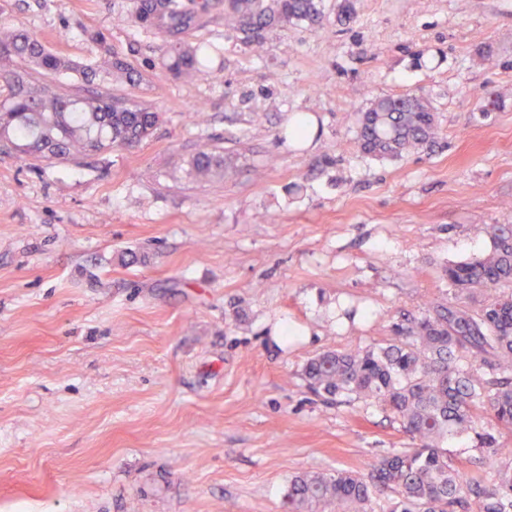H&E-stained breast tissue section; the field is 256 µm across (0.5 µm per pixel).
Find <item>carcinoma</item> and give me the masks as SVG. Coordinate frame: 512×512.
I'll return each instance as SVG.
<instances>
[{
    "instance_id": "obj_1",
    "label": "carcinoma",
    "mask_w": 512,
    "mask_h": 512,
    "mask_svg": "<svg viewBox=\"0 0 512 512\" xmlns=\"http://www.w3.org/2000/svg\"><path fill=\"white\" fill-rule=\"evenodd\" d=\"M136 0L142 28L164 35V66L176 79L208 69L210 53L183 38L205 27L224 7V26L246 32L253 45L275 24L318 23V0ZM142 74L112 54L95 67L48 48L21 27L0 28V150L18 157L74 162L147 139L160 122L151 106L112 93V83L136 84ZM437 134L430 104L415 95L372 100L358 120L363 154L398 157L431 147ZM199 182L224 176L231 163L203 149L188 161ZM490 250L443 267L453 302L425 304L421 316L398 324L384 347L325 351L308 360L310 386L331 398L359 399L393 413L416 441L395 450L372 474H303L288 491L293 512H372L377 494L393 499L391 512H512V448L477 431L487 414L512 432V228L492 224ZM474 436L475 471L465 475L448 451V438ZM496 466L484 469L488 457Z\"/></svg>"
}]
</instances>
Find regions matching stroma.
Segmentation results:
<instances>
[{
  "label": "stroma",
  "mask_w": 512,
  "mask_h": 512,
  "mask_svg": "<svg viewBox=\"0 0 512 512\" xmlns=\"http://www.w3.org/2000/svg\"><path fill=\"white\" fill-rule=\"evenodd\" d=\"M353 3L259 54L216 12L189 36L213 65L184 82L133 0H0V25L87 63L105 32L143 74L113 92L162 115L78 164L0 152V512H290L293 476L411 447L304 367L384 345L512 225V0ZM399 94L430 102L435 146L363 155L361 110ZM204 148L232 173L196 183Z\"/></svg>",
  "instance_id": "obj_1"
}]
</instances>
